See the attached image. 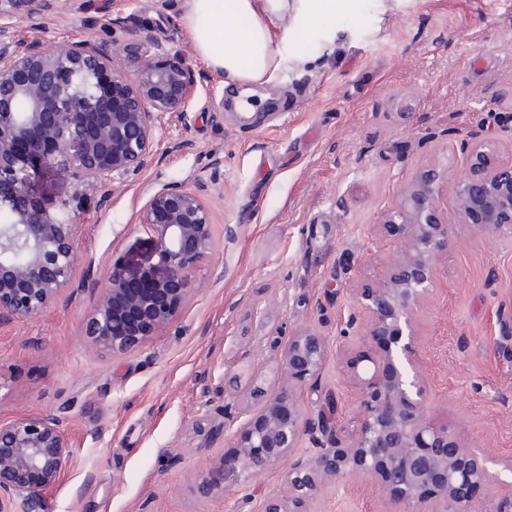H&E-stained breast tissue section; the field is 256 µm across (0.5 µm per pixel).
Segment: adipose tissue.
I'll list each match as a JSON object with an SVG mask.
<instances>
[{
    "mask_svg": "<svg viewBox=\"0 0 512 512\" xmlns=\"http://www.w3.org/2000/svg\"><path fill=\"white\" fill-rule=\"evenodd\" d=\"M357 8L358 0H185L182 24L213 70L239 85H260L288 62L280 25L299 24L324 36L337 15Z\"/></svg>",
    "mask_w": 512,
    "mask_h": 512,
    "instance_id": "adipose-tissue-1",
    "label": "adipose tissue"
}]
</instances>
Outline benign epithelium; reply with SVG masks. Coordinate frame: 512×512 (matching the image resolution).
<instances>
[{
	"label": "benign epithelium",
	"mask_w": 512,
	"mask_h": 512,
	"mask_svg": "<svg viewBox=\"0 0 512 512\" xmlns=\"http://www.w3.org/2000/svg\"><path fill=\"white\" fill-rule=\"evenodd\" d=\"M56 0H0V322L37 315L74 286L76 238L85 205L153 163L155 122L162 112H185L196 83L178 53L145 51L131 82L112 56L88 40L61 52L14 38L22 20L55 9ZM467 172L453 185L464 223L495 236L512 230V160H492L481 134L460 143ZM53 157L71 168L75 190L57 205L32 193L31 183ZM448 177L422 170L398 207L383 219L394 256L377 282L360 289L336 337V359L358 390L350 427L325 415L314 422L297 390L319 377L330 340L299 331L281 344L283 380L272 393L257 389L256 404L237 428L239 454L226 468L260 477L308 442V455L288 472L286 486L266 498L263 512H308L324 483L350 477L377 480L398 501L431 500L442 512H474L477 492L495 481L490 470L512 471V456L493 458L461 445L426 410L422 363L415 349V310L433 286L438 259L448 251V216L436 205ZM141 223L157 242V263L128 273L112 265L85 333L94 346L127 353L156 335L193 290L192 270L212 250L210 211L182 185L155 192ZM67 443L57 416L0 421V512H47L44 491L66 469Z\"/></svg>",
	"instance_id": "7a95c632"
}]
</instances>
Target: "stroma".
Returning <instances> with one entry per match:
<instances>
[{"mask_svg": "<svg viewBox=\"0 0 512 512\" xmlns=\"http://www.w3.org/2000/svg\"><path fill=\"white\" fill-rule=\"evenodd\" d=\"M183 11L184 0H60L39 23L14 28L54 51L78 40L114 49L132 81L144 50H172L197 84L187 112L156 123L160 159L114 183L108 206L90 203L74 288L36 316L0 323V420L56 415L67 440L48 512H261L293 457L257 478L225 476L199 497L200 477L234 455L237 439L198 430V419L238 416L253 378L279 384L274 337L307 329L336 338L355 289L392 255L384 215L421 170L456 181L467 169L458 145L474 130L499 160L512 159V0H363L337 17L330 45L282 26L288 66L256 86L247 125L239 86L196 55ZM180 140L188 148L169 151ZM175 184L196 190L211 214L214 247L194 269L195 290L140 347L96 349L84 333L97 298L87 283L116 263L134 272L155 262L141 215ZM72 190L57 161L33 183L53 205ZM438 206L452 225L448 251L416 311L426 406L462 444L512 455V236L463 223L451 190ZM298 402L307 417L329 409L347 426L357 390L331 357ZM396 508L380 483L355 478L310 504Z\"/></svg>", "mask_w": 512, "mask_h": 512, "instance_id": "stroma-1", "label": "stroma"}]
</instances>
